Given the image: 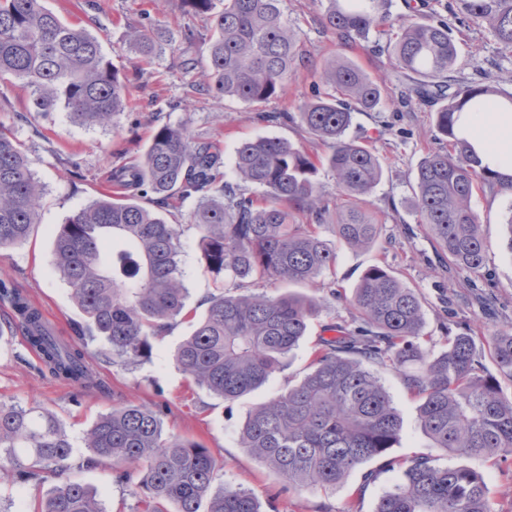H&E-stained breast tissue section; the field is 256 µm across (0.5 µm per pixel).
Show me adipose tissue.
Listing matches in <instances>:
<instances>
[{
  "mask_svg": "<svg viewBox=\"0 0 512 512\" xmlns=\"http://www.w3.org/2000/svg\"><path fill=\"white\" fill-rule=\"evenodd\" d=\"M457 135L479 152L485 164L498 172L503 183L512 182V113L473 112L464 114Z\"/></svg>",
  "mask_w": 512,
  "mask_h": 512,
  "instance_id": "1",
  "label": "adipose tissue"
}]
</instances>
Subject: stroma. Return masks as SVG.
<instances>
[{
    "instance_id": "35a3bbf8",
    "label": "stroma",
    "mask_w": 512,
    "mask_h": 512,
    "mask_svg": "<svg viewBox=\"0 0 512 512\" xmlns=\"http://www.w3.org/2000/svg\"><path fill=\"white\" fill-rule=\"evenodd\" d=\"M449 0H426L429 18L451 27L458 47L453 76L460 82H481L489 76H512V56L502 53L495 37L476 24H460L448 9ZM44 6L65 22L96 36L105 57L132 81V109L119 113L107 127L74 122L64 109L32 112L28 95L19 87L8 89V105L0 107V125L15 131L25 146L30 167L44 189L40 222L30 238L0 249V279L27 295L40 309L46 325L62 339L76 338L86 321L71 298V288L53 267L52 247L56 231L76 210L113 193L114 167L135 163L154 131L163 124H187L192 135L219 140L224 151V172L234 180L235 151L242 141L276 137L302 143L320 160V186L326 196L336 194L335 178L325 166L326 145L302 139L296 123L280 120L283 112H297L311 100L322 83L323 61L340 55L385 81L384 102L379 111L356 114L348 135L360 139L378 155L383 177L363 206L381 224L378 243L368 251L339 249L335 289L315 293L320 308L307 336L283 369L263 386L236 400H224L192 384L173 359L190 322L179 320L153 341L149 358L132 365L111 361L96 339L88 345V365L107 392L84 391L52 377L27 346L10 305L0 301V402L22 408L39 407L55 414L72 444V468L67 480L96 493L105 512H146L145 496L134 485L116 480L112 465L92 461L84 435L96 419L123 403L163 408L164 430L203 444L217 459V483H230L253 492L262 512H374L378 498L401 477L381 461L369 462L373 479L353 471L345 483L331 491L297 490L238 447V431L250 408L297 384L308 370L311 355L330 322L352 325L349 299L363 270L380 263L419 294L425 311L424 332L433 351L445 346L447 333H458L469 324L486 323L488 330L512 324V194L477 193L473 207L490 243L487 270L493 296L491 312L470 301L465 273L439 266V250L421 229L410 206L412 185L420 160L438 148L434 137V109L409 94L411 82L391 65L383 45L391 28L373 30L366 47L340 45L320 26L322 6L315 0H281L282 19L297 29L307 63L288 78L283 95L248 104L192 89L198 72L187 71L184 59L206 62L209 32L203 18L184 12L181 0H43ZM150 16L159 35V47L150 60H141L127 40L129 24ZM193 28L197 37L183 47L182 33ZM270 120H261V113ZM79 169H72L71 160ZM195 199H187L175 213L184 227L180 238L179 267L188 290L187 306L204 314L206 298L214 290V278L204 267L200 234L191 221ZM402 417L400 440L392 458L410 460L428 454L430 442L417 421V403L405 393L392 371L380 374ZM438 465H467L480 471L489 489L492 512H512V457L481 460L461 454H439ZM52 487L51 482L16 481L11 465L0 459V512H17L31 506Z\"/></svg>"
}]
</instances>
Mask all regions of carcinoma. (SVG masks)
<instances>
[{"instance_id": "cac0c4a2", "label": "carcinoma", "mask_w": 512, "mask_h": 512, "mask_svg": "<svg viewBox=\"0 0 512 512\" xmlns=\"http://www.w3.org/2000/svg\"><path fill=\"white\" fill-rule=\"evenodd\" d=\"M280 0H181L184 12L202 16L213 31L202 66V90L262 103L284 93L288 75L303 63L297 32L283 21ZM323 27L345 45L379 26L398 27L391 47L395 69L416 76L413 92L442 102L435 127L446 146L420 162L411 205L448 266L486 276L488 244L472 199L500 181L495 171L456 134L463 112H511L512 77L460 83L450 76L457 45L448 23L412 14L390 16L389 0H326ZM449 11L487 28L512 54V0H454ZM129 44L152 55L158 42L144 26H132ZM323 93L304 103L299 127L331 148L327 164L337 197L350 203L339 213L336 240L319 228L340 204L324 197L318 166L303 146L279 138L242 142L235 174L261 189L245 193L224 180V153L210 138L184 124L163 125L140 160L113 173L116 195H103L76 210L55 233L53 265L71 287L91 336L102 337L107 356L124 365L149 357L153 339L186 309L188 291L179 269L182 225L140 203L151 194L166 210L195 197L193 223L208 272L233 282L237 293L213 295L206 313L178 347L175 359L196 385L225 400L262 386L308 332L318 311L315 297L294 292L256 293L248 284L279 280L314 285L336 265L337 250L375 246L381 225L357 203L383 175L369 147L347 139L353 115L382 103V81L355 62L334 56L322 66ZM21 84L29 111L63 106L83 125L107 127L132 107L129 81L101 52L97 37L63 23L42 0H0V102ZM43 188L23 143L0 125V248L23 243L39 221ZM0 300L11 304L27 344L39 351L49 373L83 389H102L87 366V343L51 335L41 313L16 288L0 282ZM357 326H324L309 371L277 397L255 405L239 431L249 449L296 489H334L373 458H384L399 440L402 421L376 368L400 376L418 398V422L432 448L471 458L512 456V397L499 377L512 381V326L489 336L499 375L484 371L474 334L466 327L447 337L435 354L425 336L416 291L386 267L370 266L349 301ZM94 457L113 466L124 483L138 478L149 512H261L255 496L232 484L214 487L217 460L202 445L167 436L160 414L125 403L101 415L86 432ZM71 444L59 419L37 408L0 403V453L20 481L63 476ZM400 480L380 497L375 512H491L481 472L440 467L427 455L398 464ZM34 512H104L77 482H60Z\"/></svg>"}]
</instances>
